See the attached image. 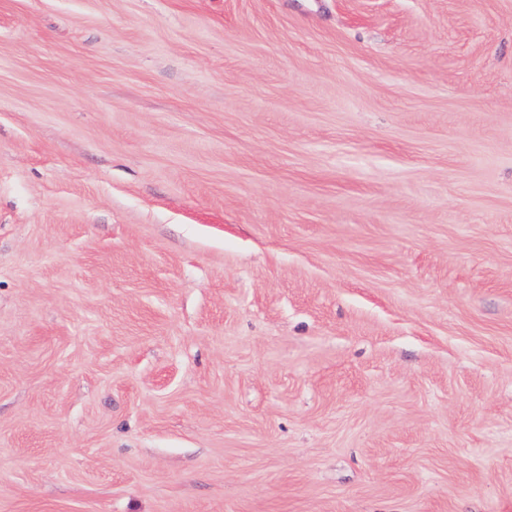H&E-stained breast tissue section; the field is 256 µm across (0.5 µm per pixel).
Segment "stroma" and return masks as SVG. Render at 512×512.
<instances>
[{"mask_svg": "<svg viewBox=\"0 0 512 512\" xmlns=\"http://www.w3.org/2000/svg\"><path fill=\"white\" fill-rule=\"evenodd\" d=\"M0 512H512V0H0Z\"/></svg>", "mask_w": 512, "mask_h": 512, "instance_id": "obj_1", "label": "stroma"}]
</instances>
